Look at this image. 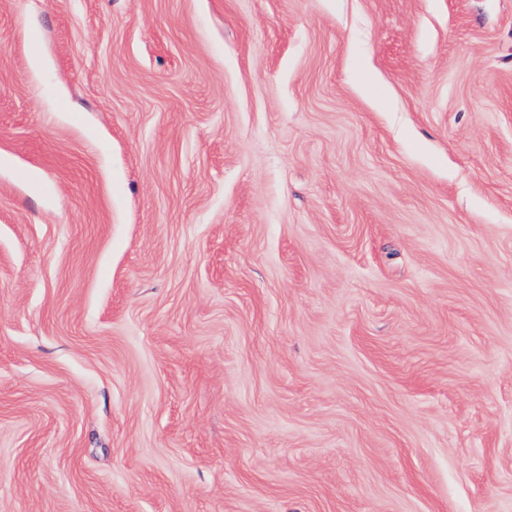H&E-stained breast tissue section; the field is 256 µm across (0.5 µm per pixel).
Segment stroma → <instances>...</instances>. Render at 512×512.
<instances>
[{
  "mask_svg": "<svg viewBox=\"0 0 512 512\" xmlns=\"http://www.w3.org/2000/svg\"><path fill=\"white\" fill-rule=\"evenodd\" d=\"M0 512H512V0H0Z\"/></svg>",
  "mask_w": 512,
  "mask_h": 512,
  "instance_id": "stroma-1",
  "label": "stroma"
}]
</instances>
